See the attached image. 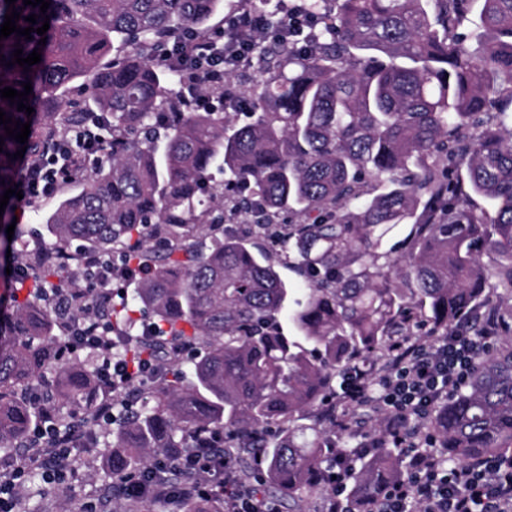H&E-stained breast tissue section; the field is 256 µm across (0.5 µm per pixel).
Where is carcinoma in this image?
Wrapping results in <instances>:
<instances>
[{
	"label": "carcinoma",
	"mask_w": 512,
	"mask_h": 512,
	"mask_svg": "<svg viewBox=\"0 0 512 512\" xmlns=\"http://www.w3.org/2000/svg\"><path fill=\"white\" fill-rule=\"evenodd\" d=\"M481 30L462 31L473 2ZM316 24L286 29L284 0H253L279 33L186 100L190 71L164 54L211 30L223 0H16L5 15L50 18L47 40H0V88L25 105L87 77L105 115L98 158L74 177L44 220L53 247L20 252L42 279L79 290L81 252L131 257L142 270L132 300L91 299L73 315L118 324L132 362H159L135 403L110 423L94 418L91 358L62 353L55 312L37 281L0 319V449L29 444L43 410L86 415L112 437L113 512L130 478L202 432L230 437L240 477L287 512L330 486L322 475L355 431L336 443L306 413L336 401L337 378L415 336L459 325L500 331L466 381L423 418L448 466L512 457V0H302ZM124 50L104 64L108 44ZM41 62L10 67L14 50ZM247 112H229L240 99ZM82 118L49 112L20 144L3 137L0 196L14 188L22 146ZM403 238L390 244L394 235ZM495 261V269L483 257ZM302 285L293 306L279 268ZM286 312L293 335L277 316ZM159 324L166 335L150 334ZM403 476L388 436L347 476L363 507ZM176 512H224V489L177 502Z\"/></svg>",
	"instance_id": "obj_1"
}]
</instances>
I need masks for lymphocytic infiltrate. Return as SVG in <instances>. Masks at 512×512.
<instances>
[{"mask_svg":"<svg viewBox=\"0 0 512 512\" xmlns=\"http://www.w3.org/2000/svg\"><path fill=\"white\" fill-rule=\"evenodd\" d=\"M270 35L264 20L245 12L233 28L178 39L168 62L176 68L193 64L203 81L220 82L229 66L253 52L259 38ZM103 122L101 113H91L85 122L62 132L51 149L24 161L17 180L23 193L19 207L56 196L66 175L98 155ZM84 267L89 274L85 290L47 283L40 293L62 309L66 353L85 354L95 361L99 379L95 415L103 421L112 418L121 390L133 380L151 377L158 363L145 358L138 365L128 364L114 353L111 325L72 316V309L86 301L88 294L111 297L114 282L134 274L129 265H115L97 255L86 256ZM486 345V337L472 335L464 327L444 337L411 339L401 354L376 368L380 393L375 397L366 393L361 369L346 372L343 406L379 412L407 461L406 478L387 491L378 512H512V458L489 457L474 465L450 468L432 449L423 447L420 433L409 428L411 419L425 417L462 385L473 357ZM84 438L80 423L64 427L54 414L44 415L32 431L24 461L0 470V512H18L20 489L29 471H41L51 483L63 482L75 470L74 450ZM223 446L224 436L216 432L203 437L198 447L164 456L159 470L127 484V498L169 501L201 496L211 490V478L220 472L224 475V512H276L271 502L241 483L232 468L223 467ZM173 468L188 472L190 481L168 484L162 472Z\"/></svg>","mask_w":512,"mask_h":512,"instance_id":"f902f5d3","label":"lymphocytic infiltrate"}]
</instances>
